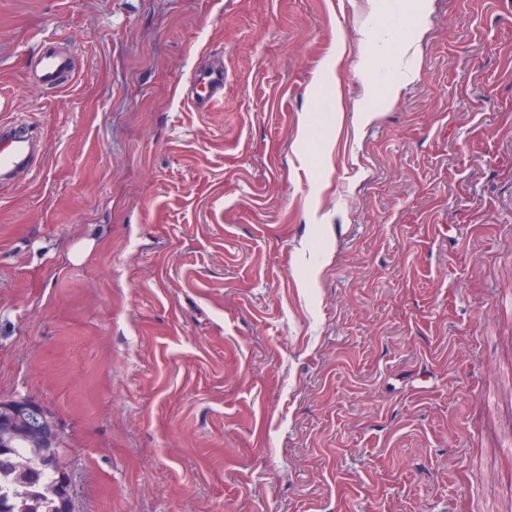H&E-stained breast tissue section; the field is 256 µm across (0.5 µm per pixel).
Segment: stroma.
I'll use <instances>...</instances> for the list:
<instances>
[{"mask_svg": "<svg viewBox=\"0 0 512 512\" xmlns=\"http://www.w3.org/2000/svg\"><path fill=\"white\" fill-rule=\"evenodd\" d=\"M510 56L501 0H0V399L75 512H512ZM56 39L43 41L38 52L28 60L29 73L36 86L45 91H57L73 79V66L69 54ZM185 94L195 109L208 112L224 101V66L197 65ZM32 125L24 120L0 124V183H10L18 171L32 173L39 161Z\"/></svg>", "mask_w": 512, "mask_h": 512, "instance_id": "1", "label": "stroma"}]
</instances>
